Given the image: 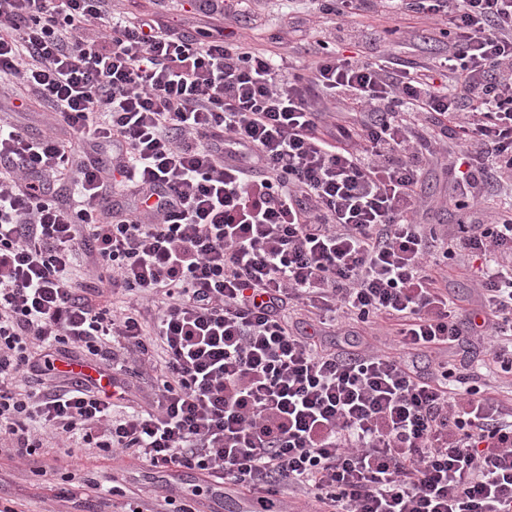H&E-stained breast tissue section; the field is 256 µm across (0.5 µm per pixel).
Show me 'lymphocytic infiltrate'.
<instances>
[{
    "instance_id": "1",
    "label": "lymphocytic infiltrate",
    "mask_w": 512,
    "mask_h": 512,
    "mask_svg": "<svg viewBox=\"0 0 512 512\" xmlns=\"http://www.w3.org/2000/svg\"><path fill=\"white\" fill-rule=\"evenodd\" d=\"M335 15L302 72L289 57L112 0H0V99L21 85L67 138L0 117V447L42 434L201 475L191 495L120 512L306 498L314 512H512V0H310ZM424 15L444 54L347 56ZM454 226L426 224L430 164ZM94 258L107 306L71 272ZM465 266L480 298L444 284ZM390 325L395 354H343L333 327ZM477 336L484 358L422 371ZM98 356V383L57 357ZM152 356L135 403L126 364ZM49 376L53 385L27 388ZM448 293L464 309L473 310L480 304L477 295L469 288L467 272L463 267L456 266L448 271Z\"/></svg>"
}]
</instances>
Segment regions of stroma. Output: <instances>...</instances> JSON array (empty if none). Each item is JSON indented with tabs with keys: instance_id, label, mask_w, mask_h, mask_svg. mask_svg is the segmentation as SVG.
Returning a JSON list of instances; mask_svg holds the SVG:
<instances>
[{
	"instance_id": "1",
	"label": "stroma",
	"mask_w": 512,
	"mask_h": 512,
	"mask_svg": "<svg viewBox=\"0 0 512 512\" xmlns=\"http://www.w3.org/2000/svg\"><path fill=\"white\" fill-rule=\"evenodd\" d=\"M112 8L130 20L142 14L156 16L192 36L201 31L221 32L260 51L291 56L299 68L309 63L317 41L334 27L333 17L310 14L307 0H250L234 17L202 13L192 0H112ZM365 22L391 29L385 50L395 61L423 62L443 51L439 45L425 48L414 45L413 34L428 25L424 18L394 19L386 14H371ZM424 191L432 202L427 221L455 223L456 215L441 207L450 191V178L442 167H429ZM42 462L45 470L39 473L32 463L9 452H0V497L15 502L18 512H113L111 495L95 496L91 488L94 482L103 483L112 478L124 489L140 491L148 501L162 500L174 487L190 493L197 482L189 472L180 473L175 482H168L128 456L93 452L64 457L53 442L44 449ZM61 487L70 490V497L57 499L56 492Z\"/></svg>"
}]
</instances>
